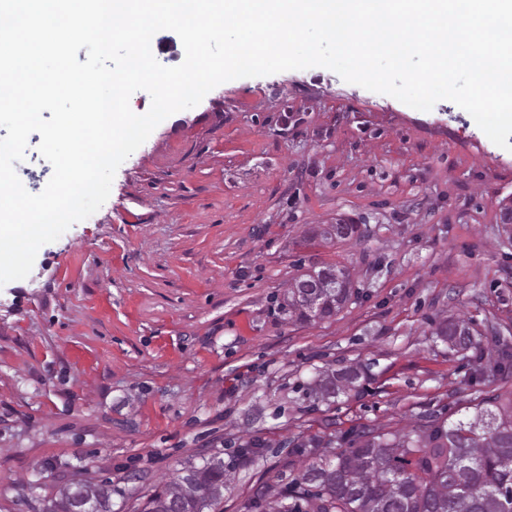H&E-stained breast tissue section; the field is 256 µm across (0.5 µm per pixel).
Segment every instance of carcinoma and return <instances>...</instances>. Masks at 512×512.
<instances>
[{
	"instance_id": "carcinoma-1",
	"label": "carcinoma",
	"mask_w": 512,
	"mask_h": 512,
	"mask_svg": "<svg viewBox=\"0 0 512 512\" xmlns=\"http://www.w3.org/2000/svg\"><path fill=\"white\" fill-rule=\"evenodd\" d=\"M359 225H348L345 236L336 225L312 228L311 238L342 241L358 238ZM334 288H314V304L303 297L299 283L320 278L311 269L294 279L281 309L297 320L310 322L335 315L355 292L350 273L336 270ZM463 319L437 323L433 336L458 351H473L472 369L485 378L502 380L512 375V353L502 350L485 362L481 342ZM363 373L345 366L323 372L307 388L308 397L333 403L341 395L360 388ZM428 433L356 437L349 448L336 453L331 442L312 444L309 459L289 490L294 504L285 512H512V401L497 399L474 405V415L447 426L428 421ZM247 458L237 454L229 463L222 459L192 467L155 492L147 512H216L224 493V472ZM112 489L105 483L66 485L49 512H70L73 500H90L98 512H111Z\"/></svg>"
}]
</instances>
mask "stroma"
<instances>
[{
  "mask_svg": "<svg viewBox=\"0 0 512 512\" xmlns=\"http://www.w3.org/2000/svg\"><path fill=\"white\" fill-rule=\"evenodd\" d=\"M512 151L449 100L422 112L319 67L239 78L161 122L108 200L0 287V512H47L72 479L110 481L141 512L190 464L258 453L220 512H255L298 477L311 440L452 423L512 398L472 384L470 354L434 341L471 320L512 344ZM344 219L360 238L309 242ZM349 271L331 318L278 308L301 270ZM359 364L363 390L303 392Z\"/></svg>",
  "mask_w": 512,
  "mask_h": 512,
  "instance_id": "35a3bbf8",
  "label": "stroma"
}]
</instances>
